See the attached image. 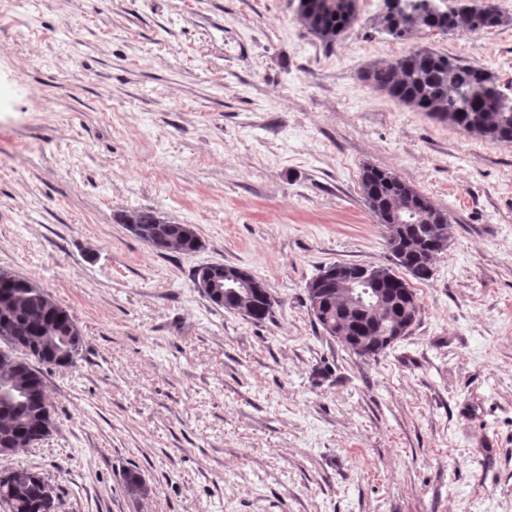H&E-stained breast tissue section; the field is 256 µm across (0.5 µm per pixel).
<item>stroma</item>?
<instances>
[{
    "instance_id": "1",
    "label": "stroma",
    "mask_w": 512,
    "mask_h": 512,
    "mask_svg": "<svg viewBox=\"0 0 512 512\" xmlns=\"http://www.w3.org/2000/svg\"><path fill=\"white\" fill-rule=\"evenodd\" d=\"M297 4L0 0V271L83 336L75 365L40 368L55 430L0 470L41 473L56 512H512V145L359 78L428 47L512 80V0L496 29L407 41L359 0L331 49ZM367 165L452 218L411 333L374 359L306 292L389 261ZM135 209L201 248L158 253L116 223ZM210 263L264 280L271 317L199 292Z\"/></svg>"
}]
</instances>
